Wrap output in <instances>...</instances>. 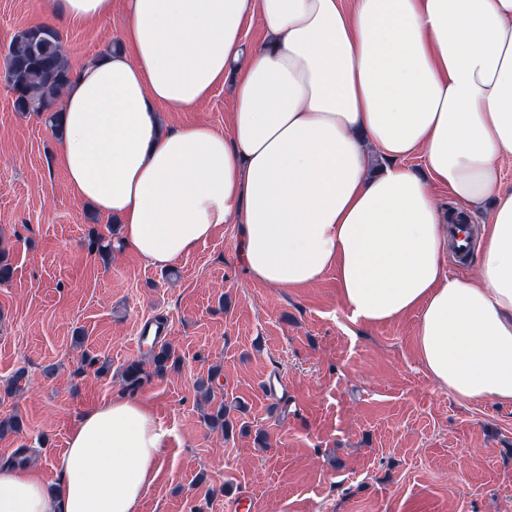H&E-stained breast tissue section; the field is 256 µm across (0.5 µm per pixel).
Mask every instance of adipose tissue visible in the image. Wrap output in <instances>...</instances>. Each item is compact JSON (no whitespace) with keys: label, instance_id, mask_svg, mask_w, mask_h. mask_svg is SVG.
<instances>
[{"label":"adipose tissue","instance_id":"adipose-tissue-1","mask_svg":"<svg viewBox=\"0 0 512 512\" xmlns=\"http://www.w3.org/2000/svg\"><path fill=\"white\" fill-rule=\"evenodd\" d=\"M45 12L80 24L112 0ZM254 17L266 37L248 46ZM121 45L74 71L57 153L127 251L166 266L234 225L251 278L300 289L335 272L353 320L417 314L439 388L512 405V0H126ZM227 79L224 130L164 125ZM439 188L487 214L471 276L447 270ZM166 442L144 401L112 398L76 419L55 484L0 466V512H138Z\"/></svg>","mask_w":512,"mask_h":512}]
</instances>
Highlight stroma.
<instances>
[{
    "label": "stroma",
    "instance_id": "1",
    "mask_svg": "<svg viewBox=\"0 0 512 512\" xmlns=\"http://www.w3.org/2000/svg\"><path fill=\"white\" fill-rule=\"evenodd\" d=\"M44 0H0V58L37 24ZM109 17L58 26L71 67L121 37ZM229 85L171 124L223 130ZM111 240L101 256L91 236ZM110 217L73 198L43 117L16 111L0 79V463L23 459L54 482V458L84 411L125 395V366L148 361L140 320L167 317L180 368L150 375L136 398L168 433L140 512H512V406L463 402L415 352L416 314L369 325L343 307L335 273L286 291L248 277L231 226L158 267L125 250ZM96 355L104 370L83 365ZM28 379L9 382L18 370ZM279 374L272 400L264 380ZM211 378L212 402L196 389ZM231 409L229 436L204 417Z\"/></svg>",
    "mask_w": 512,
    "mask_h": 512
}]
</instances>
